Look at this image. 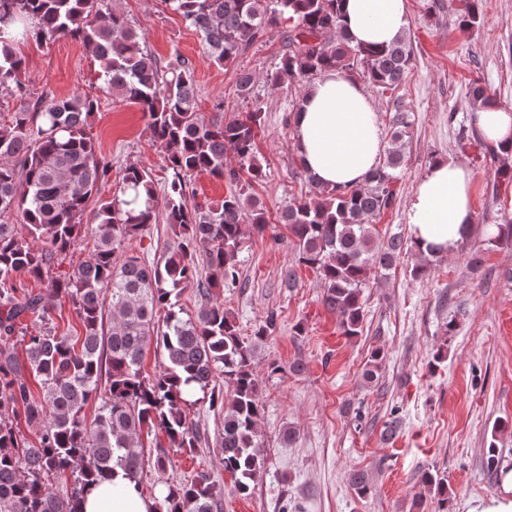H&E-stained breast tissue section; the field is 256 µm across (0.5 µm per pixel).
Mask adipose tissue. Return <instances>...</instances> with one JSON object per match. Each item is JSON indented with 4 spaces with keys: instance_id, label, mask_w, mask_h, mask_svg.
I'll return each instance as SVG.
<instances>
[{
    "instance_id": "adipose-tissue-1",
    "label": "adipose tissue",
    "mask_w": 512,
    "mask_h": 512,
    "mask_svg": "<svg viewBox=\"0 0 512 512\" xmlns=\"http://www.w3.org/2000/svg\"><path fill=\"white\" fill-rule=\"evenodd\" d=\"M345 22L354 43L387 45L405 34L407 0H345ZM473 118L485 140L512 161V106L474 110ZM294 144L309 174L319 185L356 186L383 155L378 115L354 76L335 69L309 89L294 115ZM474 172L462 161L440 159L416 184L407 208V222L421 250L438 247L452 253L475 222L472 196ZM83 512H154L144 497L116 472L85 495Z\"/></svg>"
}]
</instances>
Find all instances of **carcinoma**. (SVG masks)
Instances as JSON below:
<instances>
[{
	"label": "carcinoma",
	"mask_w": 512,
	"mask_h": 512,
	"mask_svg": "<svg viewBox=\"0 0 512 512\" xmlns=\"http://www.w3.org/2000/svg\"><path fill=\"white\" fill-rule=\"evenodd\" d=\"M202 36L209 59L224 68L267 32L281 29L283 52L263 78L238 77L239 95L252 100L242 117L208 119L197 109L192 62L180 55L163 64L141 42L140 31L109 0H0V97L16 104L0 122V512H81L85 493L116 469L135 486L147 465L163 473L167 449L192 451L200 431L190 418L195 392L209 406L224 408L217 447L236 494L247 497L263 460L259 423L264 411L256 371L257 342L272 335L270 313L250 340L215 292L236 284L244 228L270 227L264 206L241 183V172L267 177L256 141L265 110L254 93L258 81L304 93L325 71L340 68L389 95L391 147L363 185L328 189L315 183L299 161L294 175L310 185L308 195L285 208L295 263L311 268L323 286L322 303L337 314L346 336L361 333L364 288L372 274H386L395 261L417 257L410 271L430 275V255L400 235L380 239L371 219L393 207L404 149L413 119L396 92L413 69L411 39L370 48L353 43L342 22L341 0H164ZM459 25L481 24V0H463ZM78 40L98 65L104 89L138 107L153 146L163 153L172 178L158 198L150 172L125 168L119 187L87 210L96 188L112 181V164L87 131L97 101L87 94L34 96L17 45L35 39L50 44ZM472 107L497 99L478 82L468 86ZM236 155L238 167L225 163ZM206 174L231 190L218 202L189 201L191 179ZM164 214L173 241L155 263L117 250ZM92 224L90 255L51 274L71 245ZM26 232H20V229ZM41 246H33L34 242ZM208 269L197 279L199 263ZM33 280L67 299L81 332H60ZM196 286L205 303L190 315L178 305ZM31 317L39 326H21ZM155 344L157 372L142 371L143 354ZM35 381L39 390L32 389ZM101 398L93 418L89 403ZM39 429L29 441L20 424ZM153 437L154 454L144 437ZM73 478L67 495L53 481ZM448 512L447 484L431 473ZM166 494L155 512H222L224 492L209 473L164 481Z\"/></svg>",
	"instance_id": "1"
}]
</instances>
